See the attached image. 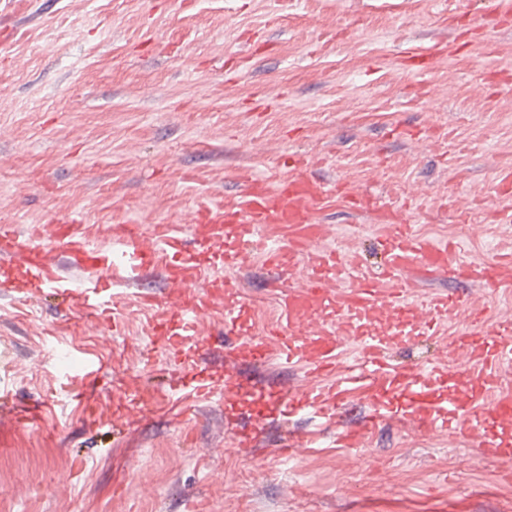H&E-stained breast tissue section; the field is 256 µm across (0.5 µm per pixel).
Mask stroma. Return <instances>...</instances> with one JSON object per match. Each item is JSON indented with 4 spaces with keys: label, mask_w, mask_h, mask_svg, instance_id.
Instances as JSON below:
<instances>
[{
    "label": "stroma",
    "mask_w": 512,
    "mask_h": 512,
    "mask_svg": "<svg viewBox=\"0 0 512 512\" xmlns=\"http://www.w3.org/2000/svg\"><path fill=\"white\" fill-rule=\"evenodd\" d=\"M506 0H0V224L27 233L72 214L92 224H184L196 203L223 202L236 176L287 168L300 154L318 179L381 204L410 206L417 233L456 240L486 260L512 247L494 192L512 168V17L491 37L474 19ZM466 35L424 75L409 48ZM400 122L421 130L392 138ZM326 246L369 265L387 225L339 207L317 214ZM257 306L261 335L278 317L274 276L234 270ZM13 274L0 287V512H512V483L477 462L463 438L382 424L356 450L232 451L225 417L145 418L130 388L166 368L128 353L147 313L112 285L110 329L78 335L79 313L25 300ZM99 357L93 406H77L66 375ZM130 386L113 391L111 378ZM39 409L28 423L24 411ZM129 428L102 440L110 419ZM123 481L113 493L114 481Z\"/></svg>",
    "instance_id": "obj_1"
}]
</instances>
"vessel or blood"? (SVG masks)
<instances>
[{
	"label": "vessel or blood",
	"mask_w": 512,
	"mask_h": 512,
	"mask_svg": "<svg viewBox=\"0 0 512 512\" xmlns=\"http://www.w3.org/2000/svg\"><path fill=\"white\" fill-rule=\"evenodd\" d=\"M304 157L294 159L288 173L258 177L241 173V189L221 206L196 204L186 224H85L70 218L56 224H38L20 235L12 224H0V257L9 258L28 287L43 288L57 305L78 309L81 332L108 323L112 305L109 280L137 281L163 270L172 287L164 295L136 293V303L150 313L149 345L141 357L164 352L170 369L149 379L132 401L141 413H173L184 418L199 403L228 402L230 397H252L256 390L239 363H261L278 356L305 369L313 384L303 391L284 389L287 405L310 414L338 417L350 406L362 404L368 414L338 435L341 447L353 449L379 422L391 415L383 402L387 393H400L417 434L450 429L470 440L481 461L497 462L503 480H512L505 461L512 459V443L495 434V427H512V320L490 322L480 306L467 297L443 294L412 303L414 278L467 281L494 291L512 288V253L495 260H460L455 240L436 242L416 234L394 211L378 207L369 194L351 191L345 183L326 184L307 170ZM344 204L356 212L375 214L392 227L380 266L363 267L323 247L326 228L316 214L324 207ZM232 250H224L225 238ZM277 278L304 267L300 285L278 286L279 314L262 335L243 328L252 302L229 271L248 265L254 256ZM84 274L80 287L61 275V264ZM415 311L425 326L451 325L449 351L461 352L467 367L449 370L446 360L419 365H396L394 347L413 340L393 316ZM205 345L228 363L223 379L215 380L191 347ZM354 345L352 363L338 367L345 345ZM99 367L85 358L79 380L68 386L78 404H86V390ZM468 389L459 392L457 380ZM447 384V397L436 388ZM257 428H234L235 451L250 458ZM316 436L288 433L276 456L291 460L319 451Z\"/></svg>",
	"instance_id": "obj_1"
}]
</instances>
